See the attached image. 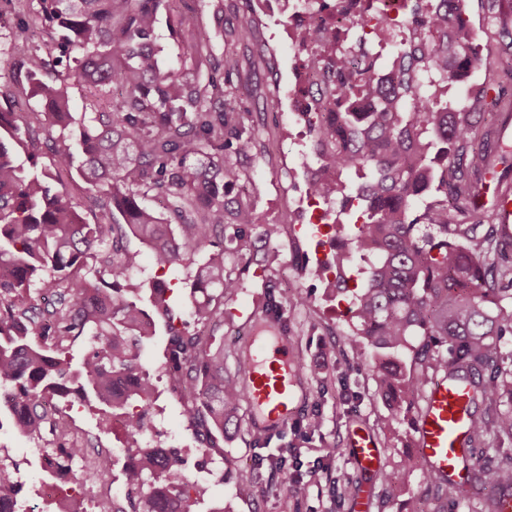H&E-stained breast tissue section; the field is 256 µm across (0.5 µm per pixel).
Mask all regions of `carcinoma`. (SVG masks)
I'll list each match as a JSON object with an SVG mask.
<instances>
[{
	"label": "carcinoma",
	"mask_w": 512,
	"mask_h": 512,
	"mask_svg": "<svg viewBox=\"0 0 512 512\" xmlns=\"http://www.w3.org/2000/svg\"><path fill=\"white\" fill-rule=\"evenodd\" d=\"M251 0H215L214 19L243 13L224 30L248 51L215 53L209 30L185 31L177 0H37L0 62V406L17 431L46 442L45 463L82 488L103 477L112 454L84 443L46 395L92 399L125 414L124 476L131 491L101 497L97 512H197L177 489L185 459L149 440L156 390L140 351L162 325L160 369L203 454L224 444L246 392L224 373V301L241 282L224 256L255 247L251 174L237 160L262 147L252 113L226 102L263 68L266 42ZM356 0L334 8L328 62L304 113L321 180L308 193L356 219L336 250V295L350 304L345 332L354 359L375 379L391 429L438 375L463 378L485 415L471 412L469 439L512 436V370L502 336L512 334V264L499 225L479 203L486 176L512 179V144L495 117L512 112V25L496 22L497 0H476L487 18L480 42L462 0H398L409 25L397 29ZM184 48L177 65L159 60V24ZM497 57L490 79L453 112L442 96L458 76ZM26 68L20 81L17 66ZM84 88V113L70 112L71 82ZM35 110L13 111L17 93ZM52 151L38 164L39 142ZM81 179L92 223L72 205L67 182ZM159 200V212L149 202ZM133 235L162 271L196 266L189 300L177 308L170 282L121 284L140 266ZM215 248L208 260L200 255ZM88 349L72 366L69 349ZM16 467L0 460V501L18 499ZM498 512L512 487V456L480 477Z\"/></svg>",
	"instance_id": "carcinoma-1"
}]
</instances>
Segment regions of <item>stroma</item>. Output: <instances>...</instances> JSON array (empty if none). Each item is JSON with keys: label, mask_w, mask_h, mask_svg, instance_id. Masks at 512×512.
I'll return each mask as SVG.
<instances>
[{"label": "stroma", "mask_w": 512, "mask_h": 512, "mask_svg": "<svg viewBox=\"0 0 512 512\" xmlns=\"http://www.w3.org/2000/svg\"><path fill=\"white\" fill-rule=\"evenodd\" d=\"M267 83L262 76L239 85L232 101L256 109V125L267 145L266 152L251 163L257 222L289 225L296 218L295 202L307 198L308 172L302 168L287 171L284 151L291 143L307 142L309 136L304 125L281 120L288 106L269 93ZM296 244L308 256L302 272L292 264ZM276 248L273 256L266 248H259L248 268L234 258H225L226 269L240 276L243 286L237 297L224 304L232 322L225 325L222 335L225 344H244L255 320L265 315V282L273 280L274 294L284 303L280 318L310 388L287 427L274 434L253 430L247 411H240L238 422L224 437L223 456H203L166 379L156 382L154 436L164 446L181 450L186 473L196 485L198 512H211L217 500L223 502L224 512H354L356 498L365 494L370 497L368 512H402L413 494L423 497L427 512H487L479 477L485 468L512 454L511 437L471 447L466 458L474 468L463 495L447 483L439 489L426 485L418 469L406 473L402 484L391 487L382 480V473L365 474L352 461L348 436L352 428L361 426L379 442L384 456L382 472L400 470L404 460L414 455L413 420L405 418L391 435L380 426L386 409L375 394L376 384L366 367L346 354L347 321L320 272L322 265L333 263V255L318 245L316 237L300 233L290 240L280 239ZM301 289L309 292V300L291 304V297ZM70 414L89 447L111 450L112 469L121 472L129 445L123 430L102 431L104 413L94 401L74 404ZM283 448L293 449L300 464L295 473L297 482L291 486L285 484L281 472L279 451ZM0 459L18 464L23 484L20 504L30 512H58L62 502L74 498L78 491L77 486L61 479L55 496L44 495L37 444L20 436L4 412L0 413ZM243 479L256 483L253 498L236 496L235 486Z\"/></svg>", "instance_id": "1"}]
</instances>
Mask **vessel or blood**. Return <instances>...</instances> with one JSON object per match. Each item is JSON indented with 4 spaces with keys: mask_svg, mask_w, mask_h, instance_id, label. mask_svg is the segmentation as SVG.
<instances>
[{
    "mask_svg": "<svg viewBox=\"0 0 512 512\" xmlns=\"http://www.w3.org/2000/svg\"><path fill=\"white\" fill-rule=\"evenodd\" d=\"M494 211L504 231L512 230V187L496 184L492 191ZM268 335L246 340L245 387L253 429L274 432L290 419L295 404L303 398L302 373L288 336L277 321L266 322ZM470 385L463 380L438 377L432 380L424 406L415 419L417 454L428 469L448 479L458 491H466V468L458 450L470 435ZM352 458L364 471L379 469L382 454L370 431L358 429L349 435Z\"/></svg>",
    "mask_w": 512,
    "mask_h": 512,
    "instance_id": "1",
    "label": "vessel or blood"
}]
</instances>
